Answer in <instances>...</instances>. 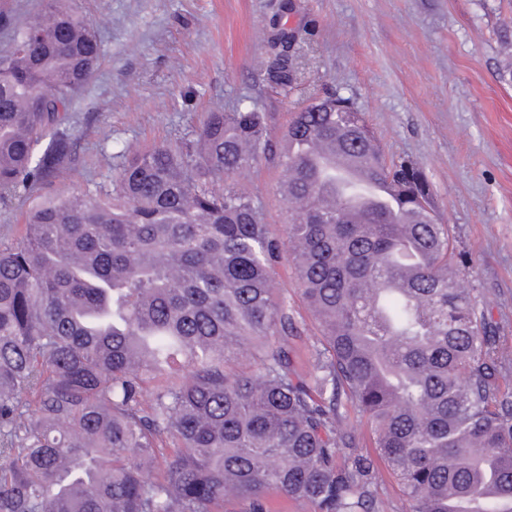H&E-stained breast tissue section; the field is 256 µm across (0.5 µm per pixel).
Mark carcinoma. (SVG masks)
Masks as SVG:
<instances>
[{"label":"carcinoma","mask_w":512,"mask_h":512,"mask_svg":"<svg viewBox=\"0 0 512 512\" xmlns=\"http://www.w3.org/2000/svg\"><path fill=\"white\" fill-rule=\"evenodd\" d=\"M267 43L259 80L295 97L278 144L265 113L213 109L188 137L127 146L112 195L50 199L0 241V512H266L271 493L377 512L382 465L406 512H512V354L461 284L425 175L387 160L348 99L302 86L291 59L310 39ZM100 59L73 0L13 28L0 200L60 177ZM336 142L392 190L354 220L316 151ZM262 160L287 187L280 237L237 185ZM282 262L320 327L305 370Z\"/></svg>","instance_id":"obj_1"}]
</instances>
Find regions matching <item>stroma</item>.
Wrapping results in <instances>:
<instances>
[{
  "mask_svg": "<svg viewBox=\"0 0 512 512\" xmlns=\"http://www.w3.org/2000/svg\"><path fill=\"white\" fill-rule=\"evenodd\" d=\"M94 25L99 68L76 96L69 124L76 155L62 178L0 203V236L26 211L82 191L106 194L126 145L190 135L201 114L254 107L280 134L292 108L257 72L272 58L266 38L285 28L313 35L307 83L351 99L387 158L424 172L481 307L512 352V55L499 30L512 0H75ZM242 180L273 232L287 205L279 169L259 163ZM279 293L299 327L307 360L316 324L290 266Z\"/></svg>",
  "mask_w": 512,
  "mask_h": 512,
  "instance_id": "1",
  "label": "stroma"
}]
</instances>
